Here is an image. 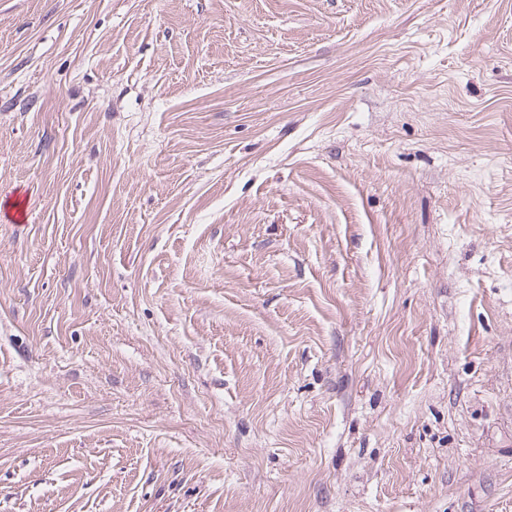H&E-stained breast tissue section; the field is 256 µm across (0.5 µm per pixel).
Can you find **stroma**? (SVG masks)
<instances>
[{
	"label": "stroma",
	"mask_w": 512,
	"mask_h": 512,
	"mask_svg": "<svg viewBox=\"0 0 512 512\" xmlns=\"http://www.w3.org/2000/svg\"><path fill=\"white\" fill-rule=\"evenodd\" d=\"M0 512H512V0H0Z\"/></svg>",
	"instance_id": "35a3bbf8"
}]
</instances>
